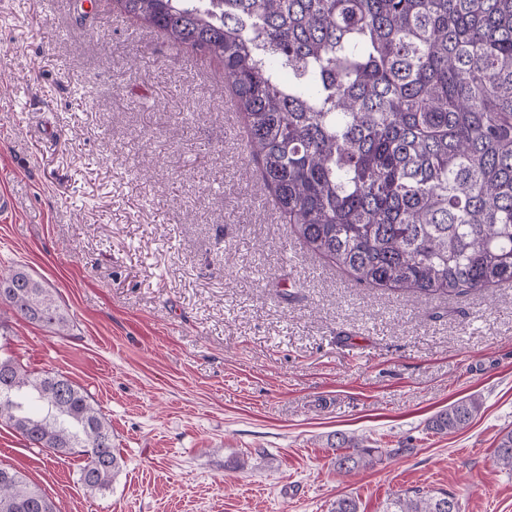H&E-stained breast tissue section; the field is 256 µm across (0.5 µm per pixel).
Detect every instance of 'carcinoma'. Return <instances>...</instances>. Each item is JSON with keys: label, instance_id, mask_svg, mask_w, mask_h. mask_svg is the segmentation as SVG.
I'll use <instances>...</instances> for the list:
<instances>
[{"label": "carcinoma", "instance_id": "1", "mask_svg": "<svg viewBox=\"0 0 512 512\" xmlns=\"http://www.w3.org/2000/svg\"><path fill=\"white\" fill-rule=\"evenodd\" d=\"M168 57L218 59L244 116L260 187L311 252L368 288L427 297L512 282V0H120ZM0 304L63 336L54 291L0 271ZM460 398L431 429L480 410ZM0 424L51 459L85 457L78 481L109 488L121 469L112 426L67 377L0 354ZM340 474L377 448L336 434ZM498 466L512 470V429ZM446 492L386 499L382 512H444ZM0 512H56L39 486L0 466ZM330 512H360L343 495Z\"/></svg>", "mask_w": 512, "mask_h": 512}]
</instances>
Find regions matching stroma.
Listing matches in <instances>:
<instances>
[{"mask_svg":"<svg viewBox=\"0 0 512 512\" xmlns=\"http://www.w3.org/2000/svg\"><path fill=\"white\" fill-rule=\"evenodd\" d=\"M0 0V270L53 288L68 336L0 305V348L83 387L112 425L109 490L0 425V464L58 512H381L416 488L512 512V283L449 298L359 285L264 204L224 67L168 59L115 0ZM194 124L185 127L183 113ZM216 172L202 181L201 169ZM474 397L471 424L428 419ZM381 449L338 475L334 433Z\"/></svg>","mask_w":512,"mask_h":512,"instance_id":"obj_1","label":"stroma"}]
</instances>
